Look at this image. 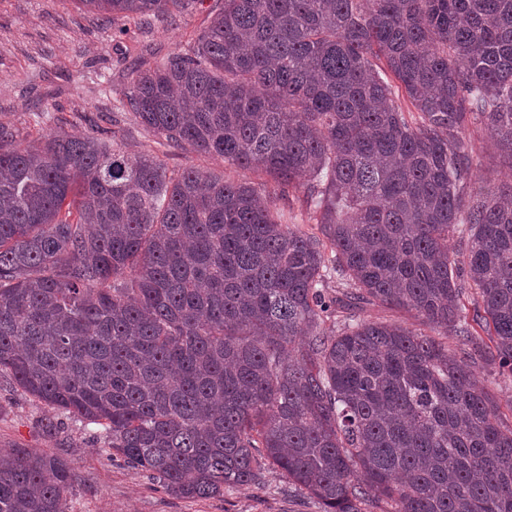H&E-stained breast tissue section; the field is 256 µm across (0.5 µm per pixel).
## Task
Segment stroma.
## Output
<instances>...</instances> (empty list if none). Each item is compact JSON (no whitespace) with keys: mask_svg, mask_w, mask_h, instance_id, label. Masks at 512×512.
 <instances>
[{"mask_svg":"<svg viewBox=\"0 0 512 512\" xmlns=\"http://www.w3.org/2000/svg\"><path fill=\"white\" fill-rule=\"evenodd\" d=\"M216 0H192L167 18L110 20L77 0H0V125L32 135L58 132L118 137L132 152L158 155L169 169L226 172L253 180L247 170H225L223 160L191 149H168L131 112H113L99 92L109 81L112 96L128 90L130 72L155 66L184 49L206 26ZM478 168L476 182L494 193L512 183V168L494 151L486 126L462 133ZM474 369L512 424V375L494 357ZM56 430H48V423ZM20 446L64 454L78 474L68 512H323L315 498L267 469L262 485L225 491L223 496L188 499L170 493L122 459L109 458L92 427L57 415L52 408L0 378V448Z\"/></svg>","mask_w":512,"mask_h":512,"instance_id":"obj_1","label":"stroma"}]
</instances>
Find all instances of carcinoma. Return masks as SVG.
<instances>
[{
	"label": "carcinoma",
	"mask_w": 512,
	"mask_h": 512,
	"mask_svg": "<svg viewBox=\"0 0 512 512\" xmlns=\"http://www.w3.org/2000/svg\"><path fill=\"white\" fill-rule=\"evenodd\" d=\"M79 3L144 19L186 0ZM115 108L305 188L321 235L284 224L265 181L0 125V375L185 498L271 466L324 512H512V425L472 369L485 334L512 375V185L475 190L462 138L484 123L512 167V0H222ZM334 275L350 314L328 333ZM371 303L464 348L360 318ZM77 480L59 453L0 451V512H65Z\"/></svg>",
	"instance_id": "1"
}]
</instances>
